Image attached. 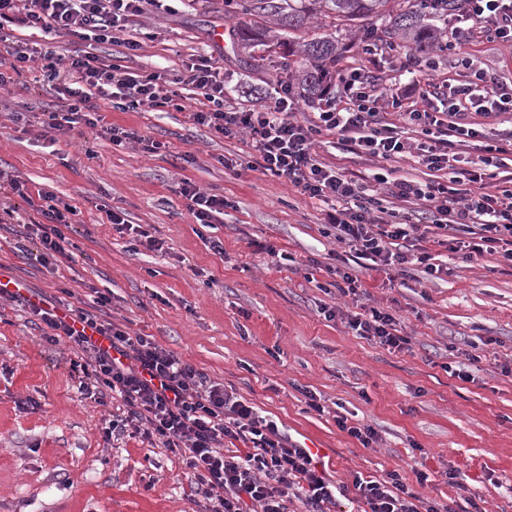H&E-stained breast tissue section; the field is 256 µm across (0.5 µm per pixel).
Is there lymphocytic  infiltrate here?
<instances>
[{
	"label": "lymphocytic infiltrate",
	"instance_id": "lymphocytic-infiltrate-1",
	"mask_svg": "<svg viewBox=\"0 0 512 512\" xmlns=\"http://www.w3.org/2000/svg\"><path fill=\"white\" fill-rule=\"evenodd\" d=\"M148 5L171 9L167 0H0V31L21 24L47 38L43 44L17 40L6 45L0 53V86L7 83L9 73H21L26 63L42 58L56 94L55 104L39 119L46 132L105 138L119 148L135 143L148 154L159 153L161 142L106 122L91 104L92 95L111 97L113 108L124 111L173 105L177 82L200 90L205 102L192 113L195 123L219 138L248 135L255 169L287 181L301 195L329 203L324 225L354 256L330 273L334 288L350 298L352 307L323 304L319 312L388 352L411 351L412 338L399 317L371 305L354 261L370 262L373 269L383 271L397 267L405 273L414 268L430 279L440 278L446 269L427 247V233L411 212L391 220L381 217V195L419 202L421 213L431 215L433 227L441 232L469 234V258L497 254L512 262V174L490 169L493 155H512V137L485 141L470 120L474 114L495 119L511 113L512 91L489 86L486 72L471 71L468 80L457 85L429 84L425 99L441 105L434 112L405 105L399 93L378 92L361 76L340 73L334 88L324 89L318 111L300 120L298 101L283 84L262 110L227 109L224 70L203 56L189 59L176 80L159 72L138 74L90 53L70 56L65 68L57 67L51 42L66 35L139 49L133 22ZM459 20L461 38L474 25L496 38L512 33V0H464ZM383 102L391 107L393 118L382 115ZM405 124L420 128L422 141L411 144L403 139ZM323 136L384 160L412 152L435 171L459 160L465 166L455 170L447 184L391 182L376 175L382 190L376 196L365 183L320 161L317 146ZM178 190L197 224L211 229L220 224L227 205L223 195L200 191L187 179ZM0 195L16 197V204L6 209L10 215L20 213L22 205L34 206L39 218L26 224L18 251L56 269L68 255L65 231L73 224L76 206L50 190L30 195L25 182L17 179L0 180ZM110 302L101 294L91 308L71 307L62 313L44 298L21 300L46 342L65 341L82 353V360L71 363L82 395L100 404L114 395L121 398L125 415L110 420L106 436L131 428L179 455L195 494L205 502V512H288V502L295 499L303 502L306 512H338L345 501L356 504L358 512H453L450 505L419 499L395 471L380 479L357 474L351 482L332 483L317 454L292 443L274 420L235 390L211 380L153 336L131 335L106 318ZM99 335L109 340V349L98 347Z\"/></svg>",
	"mask_w": 512,
	"mask_h": 512
}]
</instances>
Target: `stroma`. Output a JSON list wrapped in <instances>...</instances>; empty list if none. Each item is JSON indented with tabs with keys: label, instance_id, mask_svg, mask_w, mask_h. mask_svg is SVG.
<instances>
[{
	"label": "stroma",
	"instance_id": "35a3bbf8",
	"mask_svg": "<svg viewBox=\"0 0 512 512\" xmlns=\"http://www.w3.org/2000/svg\"><path fill=\"white\" fill-rule=\"evenodd\" d=\"M261 23L270 38L281 31L270 18L225 9L224 0H185L176 12L148 11L135 19L141 47L135 53L110 43L59 38L56 55L92 52L123 62L136 73L178 77L193 55L212 57L228 77L227 101L239 111L267 104L301 55L283 72L275 50L242 47L244 24ZM384 18L357 21L344 34L324 22L318 36H341L349 47L337 72H357L380 91L405 87L421 99L427 83L466 76L458 55L471 58L492 83L512 87V44L482 32L455 42V25L436 21V44L417 47L395 38L375 55L362 50L363 32L382 29ZM223 29L224 42L213 33ZM43 63H28L13 84L0 88V175L24 181L30 191L48 189L77 207L69 232L71 257L58 272L16 254V220L0 211V271L29 292L75 307L92 291L109 293L114 322L132 333L154 336L211 379L236 388L248 402L280 421L292 441L315 442L325 474L350 481L352 473L380 478L395 471L420 496L453 502L471 512L448 484L464 475L489 512H512V263L497 255L469 261L464 251L439 246L448 262L445 280L423 273H361L379 307L395 312L413 342L409 353H391L325 319L318 304L341 305L324 293L327 267L345 250L325 236V203L300 195L284 180L248 169V137L221 139L195 124L201 98L185 87L179 107L120 111L111 100L96 104L107 121L166 143L151 155L137 144L113 149L105 139L59 135L48 140L31 118L55 99L43 84ZM320 160L357 179L421 183L449 180L409 157L378 161L323 142ZM233 159V167L222 164ZM190 180L228 202L218 229L202 228L187 209L178 185ZM108 203L129 223L144 224L166 242L165 253L132 250L105 224ZM224 242L215 253L208 236ZM273 244L292 255L298 271H278L254 255L249 240ZM68 343H46L16 302L0 299V512H201L181 460L141 437H104V423L121 415V399L99 405L84 398L72 375ZM469 371V379L452 369ZM315 393L325 414L308 410ZM343 414L372 425L380 440L371 448L341 431ZM431 480L417 485L414 468Z\"/></svg>",
	"mask_w": 512,
	"mask_h": 512
}]
</instances>
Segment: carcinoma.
<instances>
[{"instance_id": "obj_1", "label": "carcinoma", "mask_w": 512, "mask_h": 512, "mask_svg": "<svg viewBox=\"0 0 512 512\" xmlns=\"http://www.w3.org/2000/svg\"><path fill=\"white\" fill-rule=\"evenodd\" d=\"M388 3L389 0H248L242 5V10L247 14L273 17L281 28L299 31L318 6L326 8L327 17L336 20L339 27L380 16L385 13ZM459 6L458 0H422L416 8H407L391 16L390 27L385 33L400 32L415 43H428L436 37V29L430 21L444 19ZM265 33L264 29L244 26L238 32V41L247 47L258 43L265 46L267 42L262 39ZM300 48L304 56L303 97L313 102L321 87L331 81L336 61L346 46L339 45L337 39L314 37L300 42Z\"/></svg>"}]
</instances>
